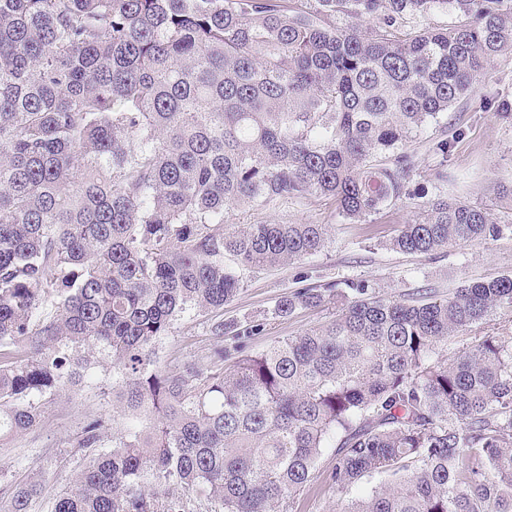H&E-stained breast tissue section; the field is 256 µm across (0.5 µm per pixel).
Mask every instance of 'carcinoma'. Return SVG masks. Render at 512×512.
<instances>
[{
    "mask_svg": "<svg viewBox=\"0 0 512 512\" xmlns=\"http://www.w3.org/2000/svg\"><path fill=\"white\" fill-rule=\"evenodd\" d=\"M441 11L457 22L409 24ZM507 52L512 0H0V446L38 427L45 397L105 387L98 370L125 417L111 434L86 415L50 512H284L326 449L341 490L388 478L344 512H512V345L487 332L444 355L512 312V276L416 303L347 281L333 319L254 355L242 338L263 324L224 322L237 266L299 264L328 239L227 210L316 194L359 221L400 199L406 143ZM450 148L432 145L440 177ZM501 232L443 197L389 247ZM335 292L302 288L273 315ZM185 313L213 344L161 367ZM42 493L30 476L0 512ZM509 321H512V315L510 312L508 313L501 311L500 313V311H498L497 314L491 316L490 319H487L486 323L480 325L477 328H473L472 331H468L457 336H452L448 339V357L453 356L454 353H457L463 348L472 346V344H474L480 336H483L485 332H492V330L495 332L498 331L500 333L503 332L506 341H511L512 344V339H509L512 337V322ZM507 334H509V336H506Z\"/></svg>",
    "mask_w": 512,
    "mask_h": 512,
    "instance_id": "cac0c4a2",
    "label": "carcinoma"
}]
</instances>
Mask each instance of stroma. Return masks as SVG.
Returning a JSON list of instances; mask_svg holds the SVG:
<instances>
[{"mask_svg": "<svg viewBox=\"0 0 512 512\" xmlns=\"http://www.w3.org/2000/svg\"><path fill=\"white\" fill-rule=\"evenodd\" d=\"M482 92L459 99L447 112L429 122L407 144L415 170L411 192L432 200L465 199L487 209L503 224L500 238L478 240L434 255H410L388 245L400 225L416 219V201L404 199L383 206L362 221L344 217L332 199L311 195L288 202L257 204L228 212L229 224H324V250L301 264L242 271V291L224 307V319L240 327L265 321L260 334L246 338L248 353H259L277 340L298 335L335 316L340 305L332 300L321 307L302 309L284 317L271 312L280 297L299 288L328 282L362 280L370 292L397 300L444 296L464 281L512 275V120L498 117V102L512 103V54L497 56L489 66ZM452 140L448 177H436L435 141ZM211 344L201 322L184 316L157 347L159 364L189 361ZM112 415L111 396L84 388L51 397L37 428L0 447V485L6 486L38 472L46 496L66 489L82 460L70 446L86 414ZM330 455L319 460L314 479L295 496L288 512H340L347 500L364 495L377 478L342 492L329 479Z\"/></svg>", "mask_w": 512, "mask_h": 512, "instance_id": "1", "label": "stroma"}]
</instances>
